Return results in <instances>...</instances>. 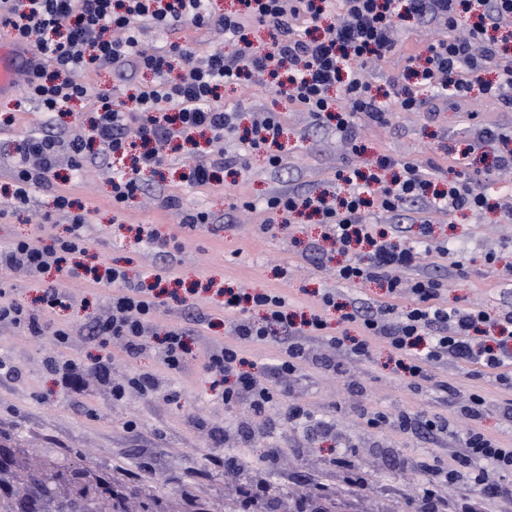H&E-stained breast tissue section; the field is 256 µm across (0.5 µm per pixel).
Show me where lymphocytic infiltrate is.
<instances>
[{
    "label": "lymphocytic infiltrate",
    "instance_id": "lymphocytic-infiltrate-1",
    "mask_svg": "<svg viewBox=\"0 0 512 512\" xmlns=\"http://www.w3.org/2000/svg\"><path fill=\"white\" fill-rule=\"evenodd\" d=\"M239 0L236 11L219 12L212 0H0V26L26 44L31 61L21 86V98L37 102L53 115L69 112L75 102L85 100L88 89L84 75L103 70L124 75L127 65L149 72L151 82L141 84L122 101L98 95L81 133L67 145L75 167L109 158L117 162L112 175V203L126 206L141 188L144 171H158L172 153L194 143L199 132H209L218 143L238 131L235 112L227 111L220 90L227 85L245 86L271 82L314 121H322L334 110L333 90H341L348 117L338 119L337 131L351 134L350 117L364 113L379 124L387 121V107L371 92L364 78L366 64L386 58L395 47L392 37L396 21L414 17L440 28V35L416 54L415 65L406 67L401 80L393 84L401 109L420 110L426 94L462 98L474 84H481L488 96L512 88V47L497 31L502 18L512 15V0H482L472 10V0ZM338 23L330 25L324 37H311L315 23L332 13ZM150 23L173 32L185 25L219 31L231 44V52L215 48L200 52L192 40L170 43L162 52L140 50L138 32ZM267 30L268 42L257 45L248 30ZM285 128L277 113L268 112L255 122L250 150H267V164L282 167L284 157L276 153ZM58 136L27 137L16 147L18 160L12 171V196L24 205L29 192L41 188L54 194V209L67 214L71 224L63 235L50 234L39 245L27 238L15 240L0 250V267L20 268L37 277L48 270L75 278L74 255L85 253L82 234L84 214L75 212V203L57 189ZM360 169L347 171L346 196L326 197L289 191L271 196L266 209L272 214L293 215L311 211L327 228V235L339 249L354 240H365L367 252L340 265L336 276L346 283L375 282L385 287L388 302L356 306L346 313L347 321L359 323L360 335L340 338L329 335L323 315L314 314L294 322L286 311V300L278 293L228 292L224 313L236 337L234 343L212 344L203 361L204 369L222 384L225 405H246L255 415H263L287 398L281 381L306 366L318 362V353L308 346L309 338L326 340L331 347L361 357L369 355L373 340H382L395 361V370L411 381L426 379L429 365L471 363L494 372L499 384L512 386V311L490 315L444 305L442 284L428 277L403 281L399 269L414 267L417 254L386 232H373L366 222V209L395 213L407 202L419 199L430 184L418 165L406 163L392 181L371 176L362 182ZM170 272L169 266L156 268L155 282L132 281L125 270L112 267L104 284L111 288L107 311L96 321L91 334L98 353L92 363L79 358H49L48 370L64 386L78 388L87 368H94L112 382V398L119 401L127 392L155 391L153 374L139 373L112 380V346L121 344L130 356L149 346H157L158 360L167 370L180 371L189 359L187 330L179 325L156 333L162 302L154 285ZM410 296L413 304L397 309L396 299ZM67 295L57 284L46 285L40 308H31L0 289V323L18 328L24 335L52 336L56 345L66 347L69 327L48 318L64 307ZM263 310L262 321H253L252 310ZM277 339L282 356L274 367L276 382H263L251 374L243 344ZM488 401L478 392L469 393L461 408L468 426L464 448L448 467L429 469L423 496L432 500L442 485L467 480L478 491L496 490L512 494V485L502 478L512 475V448L479 430L477 420ZM368 427L377 431L396 429L432 435L447 431V421L426 414L394 415L382 410L366 414ZM500 484H492V476Z\"/></svg>",
    "mask_w": 512,
    "mask_h": 512
}]
</instances>
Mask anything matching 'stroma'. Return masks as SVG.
<instances>
[{
  "label": "stroma",
  "instance_id": "35a3bbf8",
  "mask_svg": "<svg viewBox=\"0 0 512 512\" xmlns=\"http://www.w3.org/2000/svg\"><path fill=\"white\" fill-rule=\"evenodd\" d=\"M434 37L433 28L415 20L398 23L395 52L371 64L366 80L373 89H390L409 57ZM223 99L227 109L241 111L245 129L260 112L279 113L288 142L282 168H269L263 154L256 153L249 157L247 169L220 172L218 182L195 188L184 179V158L175 153L165 167L141 176L144 194L119 209L112 204V167L107 162L88 163L79 170L65 163L59 167L60 189L86 211L84 264H117L131 277H144L164 259L152 244L139 240V227L179 243L171 260L175 279L167 288L187 298L192 309H173L159 324L187 323L193 312L212 315L213 324L188 337L194 358L182 371L171 373L161 369L153 351L132 358L116 346L113 375L157 373L155 393L132 391L116 401L108 384L91 374L84 376L80 393L68 392L46 371L44 360L56 352L84 360L97 354L89 326L110 292L83 280L61 279L73 302L57 310L55 321L73 329L70 346L59 350L49 337L34 339L0 325V358L17 368L15 376L0 378V443L31 449L43 460L66 458L121 478L148 465L157 494L175 505L187 491L201 498L235 496L237 484H225L221 470L208 461L215 441H222L227 455L238 462L281 448L285 454L279 464L263 471L276 492L279 512L322 484L335 493L340 512H405L407 501L422 494L425 466L448 465L462 448L464 423L447 393L433 382L415 389L399 377L382 343H375L367 358L339 352L331 357L332 368H304L288 380L286 404L261 418L245 406L224 405L222 388L203 370L199 355L213 341L233 339L229 323L222 320L226 288L280 293L287 297L292 314L323 311L330 335H359L358 323L343 320L342 304L386 302L385 289L374 282L339 281L336 268L349 257L325 240L323 226L315 221L294 215L288 224L268 231L262 223L268 217L265 206L270 196L293 189L346 193L348 186L337 180V170L365 168L382 154L420 165L440 187L465 169H490L489 179L479 185L488 198L484 210L435 212L429 198L423 197L397 215L370 208L368 220L416 247V273L443 281L447 304L491 314L512 307V218L505 213L512 205V168L495 166L508 148L507 137H512V106L475 92L458 99L428 97L419 112L392 107L384 125L357 114L353 129L360 150L354 153L334 124H316L264 84L225 87ZM4 111L14 113L15 122L0 127V249L17 238L40 235L41 216L52 208L51 193L31 190L28 203L18 208L6 192L18 141L39 132L45 117L31 101H0V113ZM474 142L479 150L466 155ZM170 195L179 196V207L166 208ZM199 211L209 213V223L186 225V215ZM424 220L429 223L425 236L420 233ZM444 247L449 250L445 256L440 253ZM327 292L335 294L338 308L322 309L321 297ZM432 373L435 380L451 382L462 393L482 392L489 406L481 429L512 448V422L500 413L512 401V390L475 365L441 364ZM290 403L303 406L308 418L284 422ZM364 408L393 414L423 412L447 420L451 431L433 436L375 431L360 414ZM129 420L137 422L136 432L125 430ZM441 495L447 512H461L463 504L473 502L477 512H512V497L480 493L463 482L442 489Z\"/></svg>",
  "mask_w": 512,
  "mask_h": 512
}]
</instances>
